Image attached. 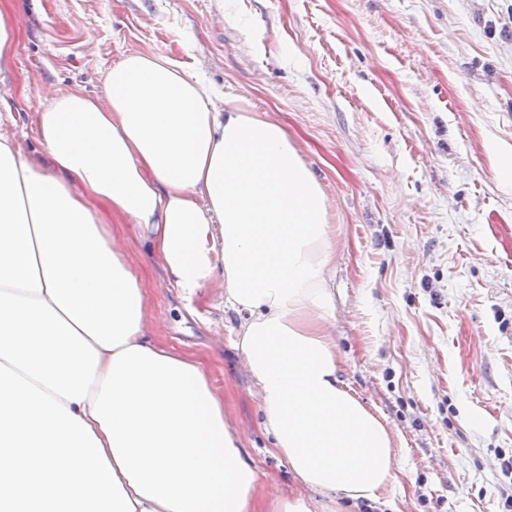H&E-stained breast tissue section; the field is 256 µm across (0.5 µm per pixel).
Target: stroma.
I'll return each instance as SVG.
<instances>
[{"instance_id":"stroma-1","label":"stroma","mask_w":512,"mask_h":512,"mask_svg":"<svg viewBox=\"0 0 512 512\" xmlns=\"http://www.w3.org/2000/svg\"><path fill=\"white\" fill-rule=\"evenodd\" d=\"M17 39L0 129L38 155L49 86L104 97L132 51L274 114L322 183L336 234L340 377L396 434L370 512H503L512 497V0H0ZM98 210L137 267L161 343L197 354L224 408L260 412L219 292L186 306L134 225ZM264 488L303 495L261 437Z\"/></svg>"}]
</instances>
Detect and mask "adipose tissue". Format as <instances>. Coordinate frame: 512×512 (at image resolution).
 <instances>
[{"mask_svg": "<svg viewBox=\"0 0 512 512\" xmlns=\"http://www.w3.org/2000/svg\"><path fill=\"white\" fill-rule=\"evenodd\" d=\"M103 82L45 91L44 162L0 130V512H308L261 490L255 431L307 492L376 506L395 439L340 378L330 203L299 145L167 57L128 53ZM96 200L186 300L219 289L255 430L158 341Z\"/></svg>", "mask_w": 512, "mask_h": 512, "instance_id": "1", "label": "adipose tissue"}]
</instances>
